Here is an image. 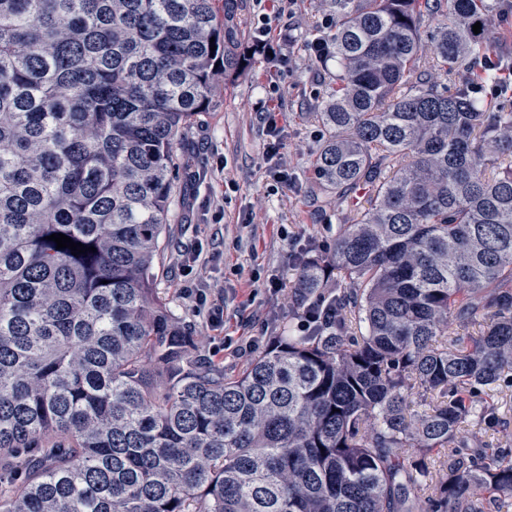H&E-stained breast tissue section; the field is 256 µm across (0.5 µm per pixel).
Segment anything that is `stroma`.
Instances as JSON below:
<instances>
[{"mask_svg": "<svg viewBox=\"0 0 512 512\" xmlns=\"http://www.w3.org/2000/svg\"><path fill=\"white\" fill-rule=\"evenodd\" d=\"M493 6L484 38L498 65L512 68V0ZM273 28L290 27L287 66L252 53L260 14ZM337 21L334 0H225L224 44L247 58L245 67L219 73L208 112L180 138L179 168L169 222L156 265V288L172 316L195 339V353L236 371L245 359L225 339L254 338L266 344L282 326L298 325L294 271L298 259L327 251L341 224L352 223L370 205L360 186L344 202L324 191L312 167L326 132L315 120L336 85V63H317L314 42H331ZM285 104L277 114L279 150L268 156L265 123L256 107L268 92ZM285 181H278L277 173ZM202 253L194 276L221 285L224 325L211 327L206 312L179 293L180 255ZM280 289H271V282ZM493 405L498 423L467 420L464 440L474 448H512V387L495 384L473 395L474 408Z\"/></svg>", "mask_w": 512, "mask_h": 512, "instance_id": "obj_1", "label": "stroma"}]
</instances>
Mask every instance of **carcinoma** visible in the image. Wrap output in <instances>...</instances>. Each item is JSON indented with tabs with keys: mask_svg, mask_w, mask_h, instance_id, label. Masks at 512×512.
Wrapping results in <instances>:
<instances>
[{
	"mask_svg": "<svg viewBox=\"0 0 512 512\" xmlns=\"http://www.w3.org/2000/svg\"><path fill=\"white\" fill-rule=\"evenodd\" d=\"M219 2L0 0V512L512 500V449L470 453L459 435L496 417L466 394L512 372V110L425 77L420 0H336L314 166L336 200L374 198L296 272L308 305L336 271L332 326L275 336L228 375L158 297L175 144L217 70L240 65ZM441 2L431 68L487 59L472 26L490 3ZM479 317L478 335L440 342Z\"/></svg>",
	"mask_w": 512,
	"mask_h": 512,
	"instance_id": "carcinoma-1",
	"label": "carcinoma"
}]
</instances>
